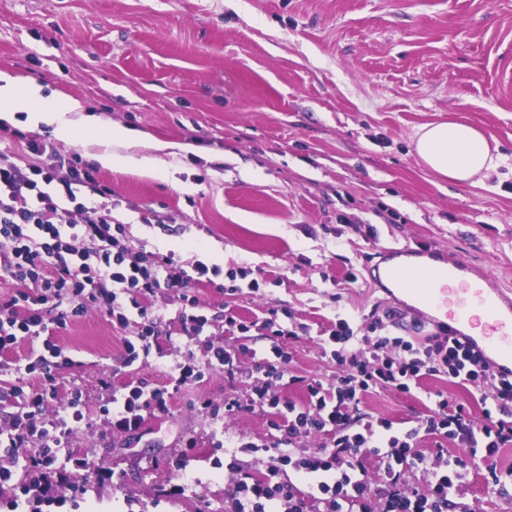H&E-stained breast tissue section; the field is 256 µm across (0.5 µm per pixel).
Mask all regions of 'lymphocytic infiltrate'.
I'll use <instances>...</instances> for the list:
<instances>
[{"mask_svg": "<svg viewBox=\"0 0 512 512\" xmlns=\"http://www.w3.org/2000/svg\"><path fill=\"white\" fill-rule=\"evenodd\" d=\"M30 147L48 154L50 166L22 170L0 151V277L17 284L15 294L0 297V353L20 340L38 338L42 350L20 375H39L38 389L15 384L10 388L17 410L6 445H37L30 462L28 488L43 494L49 478L57 473L63 446V429L84 418L80 389L70 393V418L45 417V403L57 395L54 371L73 367L74 361L56 344L53 330L65 327L89 308L106 312L118 325H127L129 309H137L139 330L125 342V366L149 357L158 342L161 315L148 311V302L161 291L178 294L177 320L189 336L206 335L211 319L206 306L193 295L192 281L219 275L218 267L196 262L192 270L157 252H143L124 244L126 226L112 215L109 190L101 185L92 167L78 153L61 155L53 145L31 141ZM58 184V195L46 192ZM230 332H256L269 344L251 373L256 385L249 399L230 395L212 415H233L261 410L270 414L273 441L247 442L242 453L251 455L255 467L241 472L235 487L232 512H470L457 493L469 472L465 462L448 455L446 445L456 441L469 448L472 458L487 463L493 484L512 479V469L498 473L494 463L501 448L512 444V378L493 375L483 355L448 335L447 331L406 338L390 333L382 319H374L369 334L356 336L347 319H338L322 353L336 363L338 374L329 380L289 375L290 340L299 326L288 325L277 315L243 323L225 313ZM205 365L188 361L172 366L175 387L202 385L211 372L222 371L228 382L240 372V354L221 345L209 346ZM445 375L473 386L487 382L489 407L484 420L475 423L464 405L438 397L434 408L415 427L395 431L390 421H370L359 412L363 397L378 389L410 393L426 376ZM302 386L307 401L299 405L283 397L282 380ZM167 390L137 379L126 383L120 395L110 396L101 408L121 432L139 430L146 415L169 411ZM315 433L325 442L310 455L296 456L297 440ZM435 449L423 451L422 437ZM379 457L377 480H369L363 460ZM293 469L301 484L284 481ZM418 469L428 477L424 490L401 485L405 470Z\"/></svg>", "mask_w": 512, "mask_h": 512, "instance_id": "f902f5d3", "label": "lymphocytic infiltrate"}]
</instances>
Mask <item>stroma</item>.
I'll use <instances>...</instances> for the list:
<instances>
[{
	"mask_svg": "<svg viewBox=\"0 0 512 512\" xmlns=\"http://www.w3.org/2000/svg\"><path fill=\"white\" fill-rule=\"evenodd\" d=\"M0 71L77 99L104 122L180 144L163 177L128 166L96 176L129 246L220 268L213 283L189 286L213 318L214 344L238 343L224 331L225 309L249 321L285 307L309 328L288 344L292 374L335 375L318 338L340 318L366 334L368 317L393 307L361 271L394 245L466 260L512 294V0H0ZM25 119L0 121L22 168L50 163L28 148L32 139L92 163L93 147ZM448 120L483 130L506 164L478 185L424 168L411 138ZM238 266L262 268L259 291L228 290L226 273ZM151 309L163 315L158 346L132 371L123 362L137 314L120 327L92 308L56 331L75 365L57 370L45 413L81 388L84 422L65 446L89 465L64 464L42 512H225L234 487L220 463L225 441L271 440L268 414L216 421L200 407L202 397L220 405L250 393L251 379L230 386L220 371L201 388L171 390L169 413L146 418L138 433L113 430L99 412L101 379L169 388L171 364L207 358L176 322L170 296ZM439 391L481 419L479 388L445 376L423 378L411 394L374 391L359 409L404 431ZM32 454L0 447V465L15 473L0 512L23 496ZM488 479L475 462L464 502L512 512V482L496 490Z\"/></svg>",
	"mask_w": 512,
	"mask_h": 512,
	"instance_id": "obj_1",
	"label": "stroma"
}]
</instances>
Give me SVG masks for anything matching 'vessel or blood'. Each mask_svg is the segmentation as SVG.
<instances>
[{
  "instance_id": "1",
  "label": "vessel or blood",
  "mask_w": 512,
  "mask_h": 512,
  "mask_svg": "<svg viewBox=\"0 0 512 512\" xmlns=\"http://www.w3.org/2000/svg\"><path fill=\"white\" fill-rule=\"evenodd\" d=\"M375 281L405 296L411 316L476 346L495 374L512 372V297L487 273L405 246L384 255Z\"/></svg>"
}]
</instances>
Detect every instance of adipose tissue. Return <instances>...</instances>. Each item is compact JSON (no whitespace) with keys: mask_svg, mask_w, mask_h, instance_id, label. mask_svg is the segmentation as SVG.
I'll list each match as a JSON object with an SVG mask.
<instances>
[{"mask_svg":"<svg viewBox=\"0 0 512 512\" xmlns=\"http://www.w3.org/2000/svg\"><path fill=\"white\" fill-rule=\"evenodd\" d=\"M20 112L25 113L31 129L48 127L62 140L91 142L97 148L95 158L102 167L130 164L151 176L161 174L164 168L158 156L165 148L164 143L144 133L134 134L123 127L102 123L97 115L84 113L77 100L61 95L44 96L42 85L0 72V120L13 121ZM412 143L428 170L457 184L482 182L503 162L502 154L492 151L483 131L461 122L422 125ZM132 147L141 148V156L129 155Z\"/></svg>","mask_w":512,"mask_h":512,"instance_id":"1","label":"adipose tissue"}]
</instances>
